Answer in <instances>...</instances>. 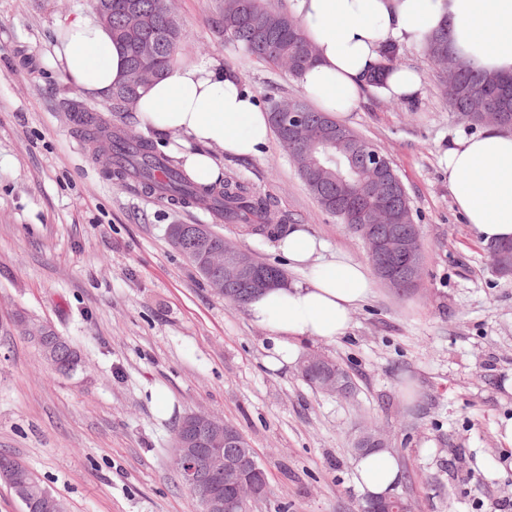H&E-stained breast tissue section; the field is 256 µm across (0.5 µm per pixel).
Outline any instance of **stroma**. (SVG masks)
I'll return each instance as SVG.
<instances>
[{
	"label": "stroma",
	"instance_id": "stroma-1",
	"mask_svg": "<svg viewBox=\"0 0 512 512\" xmlns=\"http://www.w3.org/2000/svg\"><path fill=\"white\" fill-rule=\"evenodd\" d=\"M174 7L190 34L181 60L219 58L261 100L306 99L288 72L225 42L219 0ZM92 11L91 0H0V452L66 512H195L173 428L205 411L233 423L267 473L249 512H361L354 441L372 426L388 435L415 512H512V450L497 433L512 417V276L494 271L448 190L440 158L479 128L450 110L426 50L398 58L420 74L414 106L370 97L344 120L399 174L425 265L411 291L376 282L344 336L302 345L348 372L356 391L339 396L298 365L267 369V331L171 245L169 225L208 224L209 212L113 178L81 135L86 107L153 137L53 65L57 25ZM212 153L225 175L272 197L271 223L307 225L329 252L367 261L363 238L322 211L277 139L248 160ZM23 317L50 322L81 367L52 373ZM159 387L171 396L163 417Z\"/></svg>",
	"mask_w": 512,
	"mask_h": 512
}]
</instances>
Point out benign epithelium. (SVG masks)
I'll return each instance as SVG.
<instances>
[{"mask_svg": "<svg viewBox=\"0 0 512 512\" xmlns=\"http://www.w3.org/2000/svg\"><path fill=\"white\" fill-rule=\"evenodd\" d=\"M155 69L156 46L151 41L140 42L139 60L132 68L133 73L146 76ZM274 117L283 127L287 142L293 145L321 143L330 133L327 123L315 125L305 119L299 99L283 101ZM365 148L366 165L383 173L391 164L388 156L371 143L365 144ZM340 198L345 204L346 224L366 241L368 253L377 259V274L388 287L401 292L408 284L418 283L424 264L418 227L414 225L406 230L391 227L385 234L375 235L371 228L373 214L360 208L350 192L341 194ZM188 247L197 266L213 272L219 285L235 281L251 294L278 284L276 275L259 270V261L251 252L228 241L217 247L204 224L192 227ZM21 328L42 348L46 361L57 367L55 353L59 341L54 327L27 319L22 321ZM330 363L328 358L314 353L301 365V372L315 377L314 387L344 395V376L328 373L326 365ZM174 463L184 485L204 490L199 501L200 512H247L248 499L266 495V474L247 440L239 431L210 414L191 413L182 419L176 436ZM14 493L29 512H57L51 494L33 491L22 477L16 478ZM392 502L399 512H411L409 502L395 493L387 498L367 499L364 510L384 512Z\"/></svg>", "mask_w": 512, "mask_h": 512, "instance_id": "benign-epithelium-1", "label": "benign epithelium"}]
</instances>
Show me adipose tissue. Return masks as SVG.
I'll return each instance as SVG.
<instances>
[{
    "instance_id": "adipose-tissue-1",
    "label": "adipose tissue",
    "mask_w": 512,
    "mask_h": 512,
    "mask_svg": "<svg viewBox=\"0 0 512 512\" xmlns=\"http://www.w3.org/2000/svg\"><path fill=\"white\" fill-rule=\"evenodd\" d=\"M290 10L317 48V61L300 83L318 111L336 117L347 116L370 94L415 98L421 79L411 67L383 71L374 84L367 78L389 47H423L443 31L453 55L475 69L512 76V0H290ZM53 55L69 82L105 99L122 80L127 49L96 19L80 15L56 30ZM135 117L156 137L177 135L173 150L202 185L223 176L210 147L249 159L271 137L268 112L240 75L216 58L168 66L141 91ZM443 163L453 200L481 241H511L512 133L487 129L458 137ZM325 249L304 226H290L276 250L289 267L303 271V280L265 289L246 304L250 322L270 333L271 370L294 364L303 342L343 336L354 307L372 292L366 264L341 253L322 260ZM354 471L359 489L375 497L393 493L401 479L386 448L358 455Z\"/></svg>"
}]
</instances>
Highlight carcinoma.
<instances>
[{
	"label": "carcinoma",
	"instance_id": "obj_1",
	"mask_svg": "<svg viewBox=\"0 0 512 512\" xmlns=\"http://www.w3.org/2000/svg\"><path fill=\"white\" fill-rule=\"evenodd\" d=\"M138 2L141 14L136 16L122 12L119 0L114 2L112 38L128 44V63L131 64L134 45L130 31L149 36L158 44L165 67L189 39V33L181 24L178 33H173L163 14L155 10V0ZM220 20L225 41L267 64L288 67V73L296 79L312 65L309 52L314 47L295 16L286 9H273L266 0H224ZM426 51L434 61L447 55L448 34L433 38ZM437 79L448 96L450 107L461 118L476 126L485 121V113L495 112L498 124H512V77L487 74L455 58L437 72ZM138 96L137 89L112 88V111H129L127 100ZM80 122L85 140L94 144L108 143L109 153L104 156V165L116 179L134 178L146 190L176 204L190 205L205 200L207 208L224 219V223L238 224L250 234L271 237L283 232V225L267 222L270 202L244 184L225 179L208 186L200 185L157 153L149 141L129 131L112 128L92 112H83ZM315 156L358 190L363 204L372 202L368 190L375 180L351 164L345 145L319 148ZM302 180L324 211L336 204V182H329L322 175L314 181L305 176Z\"/></svg>",
	"mask_w": 512,
	"mask_h": 512
}]
</instances>
